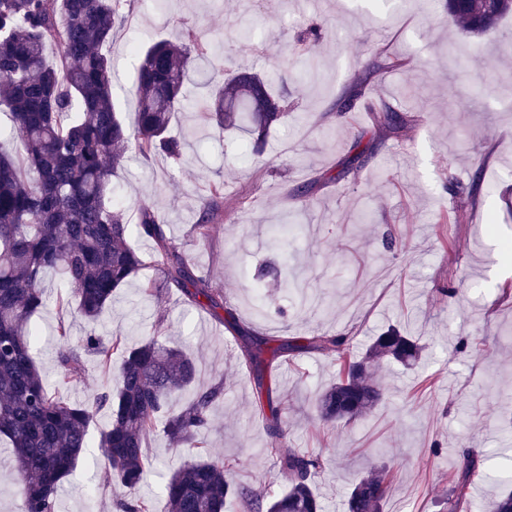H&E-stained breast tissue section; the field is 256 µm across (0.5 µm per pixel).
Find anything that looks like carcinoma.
<instances>
[{
  "label": "carcinoma",
  "mask_w": 512,
  "mask_h": 512,
  "mask_svg": "<svg viewBox=\"0 0 512 512\" xmlns=\"http://www.w3.org/2000/svg\"><path fill=\"white\" fill-rule=\"evenodd\" d=\"M122 0H0V114L7 117L10 138L18 152L0 151V437L9 439L21 482L24 512H55L60 484L90 447L88 427L93 410L65 399L61 390L83 378L79 353L70 347L60 325L57 362L60 369L49 389L32 356L39 331L32 316L44 305L43 274L58 271L69 297L82 317L95 321L114 292L146 265L130 243L131 233L153 241V262L160 266L166 287L175 288L194 304L204 297L214 308L208 281L195 276L185 255L167 236L165 222L155 209L137 207V224L128 223L115 201L112 177L129 150L148 157L163 154L182 159V142L171 135L176 113L185 109V87L194 61L208 44L190 35L173 42L157 39L130 51L140 58L133 89V125L112 104L116 73L103 52L124 21ZM448 16L462 30L482 35L512 15V0H446ZM314 66L321 26L304 30ZM60 50L56 62L46 49ZM399 66L389 58L375 59L336 99V111H354L364 87L379 74ZM206 121L219 130L238 129L249 135L252 154L265 146L268 129L285 116L282 97L256 72L223 73L210 89ZM224 206V184L214 183L195 230L205 237ZM241 341L240 349L252 372L260 413H268L274 440L266 449L286 489L271 496L233 481L235 465L203 451L204 431L211 407L221 394L213 387L180 411L167 408L172 396L196 377L194 359L155 337L126 345L119 336L106 343L85 337L84 348L105 364L119 360L117 386L96 398L110 413V424L98 447L107 480L120 489L119 512H150L149 502L137 495L149 466L143 440L165 412L166 432L175 445L190 444L201 458L185 462L169 476L164 495L171 512H224V500L236 498L245 512H321L314 477L319 458L288 447L281 425L283 402L266 383L272 363L286 361L299 350L336 357V383L315 403L324 424L354 422L377 407L384 389L371 380L383 359L414 365L418 341L396 328L377 336L363 357L350 358L348 337L315 333L276 346L247 335L233 313L217 316ZM477 469L476 456L466 454L444 502L456 512ZM386 482L371 472L351 488L347 512H382Z\"/></svg>",
  "instance_id": "obj_1"
}]
</instances>
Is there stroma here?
Instances as JSON below:
<instances>
[{"instance_id":"35a3bbf8","label":"stroma","mask_w":512,"mask_h":512,"mask_svg":"<svg viewBox=\"0 0 512 512\" xmlns=\"http://www.w3.org/2000/svg\"><path fill=\"white\" fill-rule=\"evenodd\" d=\"M445 0H127L125 22L108 53L118 72L113 100L132 117L133 44L159 37L180 40L187 31L209 42L215 67L249 68L283 78L288 115L267 135L263 156H253L245 134L222 133L203 120L204 63L187 85L189 107L173 132L185 149L180 166L163 156L128 152L115 180L127 212L147 202L164 217L167 233L197 275L207 277L225 309L255 333L274 339L315 332L344 335L351 354L395 327L418 338L422 356L413 368L382 361L373 379L388 390L370 415L349 425L323 427L315 398L335 382V358L316 352L272 367L267 379L284 402L282 427L290 446L321 458L314 482L322 512H346L353 483L384 472L385 512H442L462 455L475 451L479 466L460 512H492L512 488V17L480 38L444 21ZM323 24L314 72L291 67L305 53L297 27ZM245 21L251 47L230 39ZM400 58L405 68L368 84L350 121L334 103L373 57ZM408 119L386 134L379 110ZM487 185L469 187L474 173ZM224 184V207L208 239L193 228L207 184ZM295 231L274 243L270 226ZM287 270L294 290L258 270ZM145 267L117 290L98 322L74 304L59 303L60 277L43 280L46 303L32 322V348L48 379H55V329L65 324L80 350L85 378L65 392L90 402L113 385L114 372L84 351L88 333L118 335L128 345L156 336L190 353L197 365L192 388L176 399L222 385L205 433L211 454L235 462L236 478L270 493L285 479L264 450L266 422L255 412L252 374L212 310L173 290L140 291L153 277ZM479 352L460 350L462 340ZM151 463L141 494L151 512H167L166 475L195 451L172 447L163 429L145 443ZM116 491L105 478L94 445L57 495L58 512H115Z\"/></svg>"}]
</instances>
